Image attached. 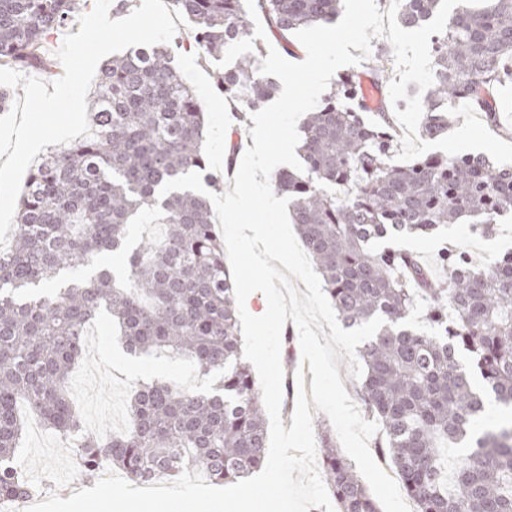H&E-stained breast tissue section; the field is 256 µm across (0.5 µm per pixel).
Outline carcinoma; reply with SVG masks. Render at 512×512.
<instances>
[{
	"instance_id": "obj_1",
	"label": "carcinoma",
	"mask_w": 512,
	"mask_h": 512,
	"mask_svg": "<svg viewBox=\"0 0 512 512\" xmlns=\"http://www.w3.org/2000/svg\"><path fill=\"white\" fill-rule=\"evenodd\" d=\"M341 0H255L269 31L287 39L329 23ZM400 25L415 29L440 0H404ZM476 11L458 7L433 44L434 82L422 135L439 137L446 109L464 99L497 125L493 89L512 83V0ZM197 24L208 57L250 38L245 0H169ZM78 0H0V65L39 57L45 35ZM217 89L238 112H256L279 91L255 57L217 73ZM94 135L63 146L31 169L17 203L11 244L0 249V504L32 493L14 463L24 433L20 406L76 448L77 474L106 466L148 484L159 472L201 467L216 483L249 476L266 460L261 388L243 358L230 267L208 198L193 191L159 197L162 185L206 168L204 115L163 45L104 64L90 93ZM359 79L338 75L302 120L304 171L282 170L301 243L347 327L380 316L384 325L358 349L357 388L383 430L378 450L416 512H512V417L480 425L494 402L512 409V252L483 269L465 254L442 255L448 277L433 280L400 237H427L468 220L483 233L512 213V165L480 155L431 153L393 160L387 122L371 123ZM160 225L135 238L144 222ZM426 323L412 325L415 311ZM112 317L131 355L190 363L216 379L188 390L141 382L127 425L105 442L88 432L72 397V370L85 328ZM458 448L451 476L442 450ZM322 474L337 512H380L330 436Z\"/></svg>"
}]
</instances>
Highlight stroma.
<instances>
[{
	"instance_id": "35a3bbf8",
	"label": "stroma",
	"mask_w": 512,
	"mask_h": 512,
	"mask_svg": "<svg viewBox=\"0 0 512 512\" xmlns=\"http://www.w3.org/2000/svg\"><path fill=\"white\" fill-rule=\"evenodd\" d=\"M178 28L169 47L173 63L182 74L202 105L207 126L206 164L221 190L233 187L231 170L237 169L238 161L229 157L233 141L250 146V134L236 135L240 121L232 112L223 94L213 83L217 72L216 59H207L192 46L195 24L191 20L174 15ZM78 21L71 20L50 31L45 37L43 56L47 67L26 65L22 74L52 82L63 73L56 56L66 34L77 33ZM403 249L411 252L436 278L447 275L440 262L442 252L458 249L465 252L474 267H481L490 260L512 251V216L500 219L492 235H485L470 224H454L431 238L408 237L402 240ZM95 338L87 346L76 365L72 377L73 394L76 398L85 426L98 435L109 436L125 427L127 404L135 382L163 378L181 386L199 389L207 386V379L198 377L186 362L170 358L138 357L128 354L119 342L115 327L108 315H100L93 323ZM29 429L16 453L17 463L36 487L33 502L46 500L55 494L69 498L83 489L84 483L75 474V451L51 430L40 427L36 418H29Z\"/></svg>"
}]
</instances>
